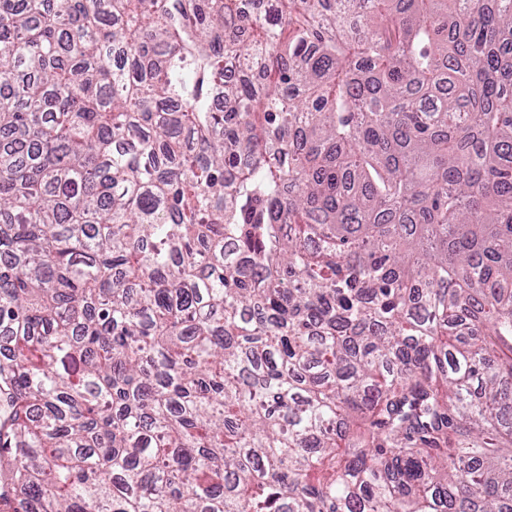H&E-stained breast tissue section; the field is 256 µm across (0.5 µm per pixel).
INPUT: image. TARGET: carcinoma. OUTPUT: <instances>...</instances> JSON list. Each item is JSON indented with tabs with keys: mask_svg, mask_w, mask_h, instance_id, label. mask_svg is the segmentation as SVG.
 <instances>
[{
	"mask_svg": "<svg viewBox=\"0 0 512 512\" xmlns=\"http://www.w3.org/2000/svg\"><path fill=\"white\" fill-rule=\"evenodd\" d=\"M0 512H512V0H0Z\"/></svg>",
	"mask_w": 512,
	"mask_h": 512,
	"instance_id": "1",
	"label": "carcinoma"
}]
</instances>
